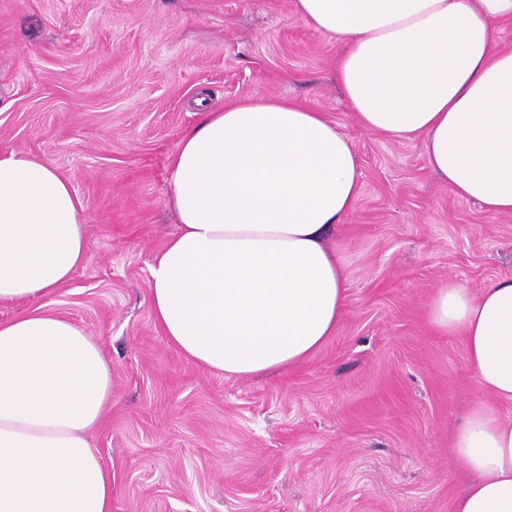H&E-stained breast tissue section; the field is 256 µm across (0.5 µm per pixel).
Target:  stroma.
I'll return each mask as SVG.
<instances>
[{
	"instance_id": "35a3bbf8",
	"label": "stroma",
	"mask_w": 512,
	"mask_h": 512,
	"mask_svg": "<svg viewBox=\"0 0 512 512\" xmlns=\"http://www.w3.org/2000/svg\"><path fill=\"white\" fill-rule=\"evenodd\" d=\"M338 45L293 0H0V150L69 178L87 261L39 301L112 364L92 444L112 512H453L450 448L481 392L460 337L428 323L435 289L512 279V215L458 197L420 144L363 130ZM254 95L325 113L361 162L334 234L350 280L335 336L262 379L187 361L154 323V255L177 228L168 161L210 108Z\"/></svg>"
}]
</instances>
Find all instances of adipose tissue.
Segmentation results:
<instances>
[{
	"mask_svg": "<svg viewBox=\"0 0 512 512\" xmlns=\"http://www.w3.org/2000/svg\"><path fill=\"white\" fill-rule=\"evenodd\" d=\"M339 45L336 80L365 130L418 141L461 198L512 214V0H294ZM360 159L322 113L263 97L204 112L169 159L179 227L148 296L189 362L253 378L306 363L346 311L344 246ZM84 203L27 154L0 151V305L49 296L87 260ZM462 338L482 397L454 434L470 476L453 512H512V279L455 281L428 307ZM112 404V366L86 330L34 309L0 320V512H112L89 434Z\"/></svg>",
	"mask_w": 512,
	"mask_h": 512,
	"instance_id": "1",
	"label": "adipose tissue"
}]
</instances>
